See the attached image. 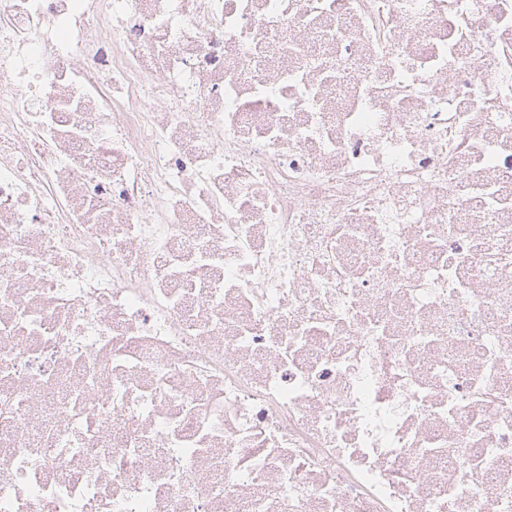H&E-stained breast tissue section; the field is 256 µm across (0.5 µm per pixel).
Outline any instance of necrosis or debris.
Listing matches in <instances>:
<instances>
[{
	"label": "necrosis or debris",
	"mask_w": 512,
	"mask_h": 512,
	"mask_svg": "<svg viewBox=\"0 0 512 512\" xmlns=\"http://www.w3.org/2000/svg\"><path fill=\"white\" fill-rule=\"evenodd\" d=\"M0 512H512V0H0Z\"/></svg>",
	"instance_id": "4bbe7bcc"
}]
</instances>
